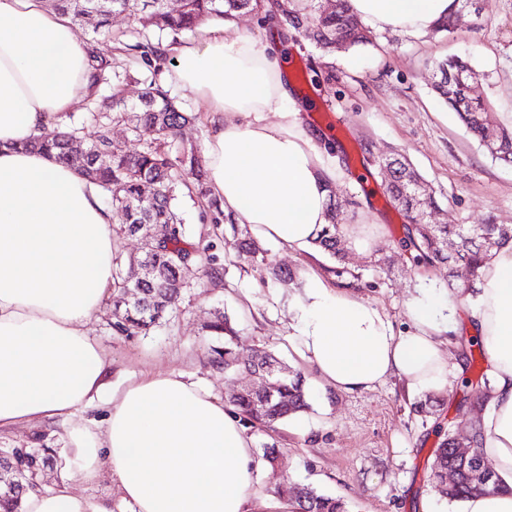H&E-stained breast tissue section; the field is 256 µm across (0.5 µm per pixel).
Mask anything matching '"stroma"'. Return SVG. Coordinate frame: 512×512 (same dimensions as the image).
Returning <instances> with one entry per match:
<instances>
[{"label": "stroma", "mask_w": 512, "mask_h": 512, "mask_svg": "<svg viewBox=\"0 0 512 512\" xmlns=\"http://www.w3.org/2000/svg\"><path fill=\"white\" fill-rule=\"evenodd\" d=\"M237 26L287 51L293 97L310 130L329 133L319 119L325 112L340 121L336 153L349 168L336 184L340 213L345 223L381 227L375 244L345 258L359 277L355 293L400 331L409 324L412 299L429 288L447 289L446 315L456 323L455 334L469 335L459 302L474 297L475 275L460 268L451 276L433 268L423 275L411 266L398 245L404 219L384 197L377 167L362 168L361 160L406 156L439 203L429 213L431 223L512 224V164L492 159L433 89L437 61L469 55L494 125H505L512 114V0H477L476 8L458 13L450 33L404 36L376 28L370 44L328 55L295 30L279 37L256 14L241 16ZM361 173L369 183L358 181ZM264 247L276 263L297 271L294 282L229 267L218 286L188 289L179 311L146 336L113 332L112 306L104 304L85 327L111 360L113 386L174 373L224 398L249 383L250 373L227 376L208 362L212 339L204 326L213 309H224L238 331L240 357L272 354L301 373L308 394L309 407L297 418L247 430L258 458L251 512H289L293 489L303 484L343 498L349 512H423L427 500L439 512H462V503L448 502L431 480L434 451L444 435L452 431L462 438L470 431L460 378L433 395L442 406L428 413L414 406L433 396L396 377L362 391L325 393L297 351L292 317L309 276L324 272L331 261L315 251L286 254L269 241ZM267 445L276 449L271 464L262 458Z\"/></svg>", "instance_id": "obj_1"}]
</instances>
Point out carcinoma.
Returning <instances> with one entry per match:
<instances>
[{"instance_id":"cac0c4a2","label":"carcinoma","mask_w":512,"mask_h":512,"mask_svg":"<svg viewBox=\"0 0 512 512\" xmlns=\"http://www.w3.org/2000/svg\"><path fill=\"white\" fill-rule=\"evenodd\" d=\"M53 9L67 15L72 21L90 27L88 42L90 68L89 93L85 98L87 112L76 121L67 115L66 131L52 137L42 136L29 147L42 150L57 162L72 167L94 181L102 189V203L122 212L125 230L133 234L142 224H170V237L149 251L141 249L137 256L126 259L117 254L113 258L114 285L112 288V330L118 335L147 334L158 326L165 315L177 308L181 290L187 287L186 269L200 270L211 282L222 280L225 271L219 250L228 246L235 258L264 271L270 279H292V273L275 264L267 251L258 246L249 229L235 218L224 214V203L211 193L207 176L196 169V148L179 146L177 137L181 127L192 123L196 116L182 111L168 90L156 80L158 62L163 58V39L168 45L178 43L182 34L194 30L209 19L231 20L241 13H256L265 20H275L279 26L289 25L314 43L324 53H333L336 39L353 48L371 43L370 31L361 27L350 5L341 2L340 9L331 13L322 11L320 0H306L301 9L292 7V0H182L180 9L173 12L164 7L163 0H51ZM115 12L128 15L142 29L154 34L156 40L124 42L106 35ZM119 52L134 61L139 69L149 72L141 80L138 99L128 101L120 90L110 95L101 91L121 82L115 70L114 53ZM439 82L435 91L457 113L465 128L478 140L484 139L483 117L488 104L480 97L467 93L463 79L475 73L471 64L462 59H448L437 63ZM455 76L454 97H448V75ZM95 127L94 136L84 153L70 152L68 141L84 138L86 124ZM125 126L137 143L133 152L112 144L111 131ZM499 147L496 159L506 163L512 159V129L499 127ZM390 180L384 185L389 200L402 213L405 224L399 244L415 268L427 271L437 266H448V253L443 241L454 235L458 239L456 261L466 264L472 273L493 255L482 248L488 236L496 246L512 241V225L507 224H433L421 223V216L434 203L433 194L416 198L415 185L423 176L403 157L384 161ZM186 170L195 175L196 194L204 201L206 223L213 226L215 239L204 248L192 242V230L183 222L178 207L180 174ZM152 189L143 196V189ZM330 224L319 231L314 246L336 259L341 228L335 204H330ZM149 263L154 268L149 279L138 274L140 267ZM207 335L213 337L210 346L212 365L231 374L241 369L259 373L268 379L267 386L251 395H232L228 404L236 410L245 425L270 426L308 407L302 376L283 365L266 352L256 354L247 365H241L234 351L236 331L225 312L217 310L205 325ZM485 400L471 404L474 415L471 422L470 443L480 448L483 441L481 423ZM456 437L448 434L435 450V459L446 468L461 471L459 480L441 491L449 501H463L472 495L495 492L503 487L498 476L487 483L475 481L455 456ZM15 448L0 449V512H21L23 499L33 485L31 474L41 473L51 461V449L34 445L26 449L28 459L25 471L18 474L11 469L9 456ZM292 512H348L339 497L318 492L314 487L301 485L292 501Z\"/></svg>"}]
</instances>
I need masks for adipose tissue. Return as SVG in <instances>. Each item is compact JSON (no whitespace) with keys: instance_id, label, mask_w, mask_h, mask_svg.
<instances>
[{"instance_id":"adipose-tissue-1","label":"adipose tissue","mask_w":512,"mask_h":512,"mask_svg":"<svg viewBox=\"0 0 512 512\" xmlns=\"http://www.w3.org/2000/svg\"><path fill=\"white\" fill-rule=\"evenodd\" d=\"M378 29L420 35L457 0H349ZM174 81L203 100L211 133L205 169L225 213L288 252L310 250L329 222L341 176L314 144L268 46L211 23L175 47ZM88 45L44 0H0V437L60 425L71 455L59 480L29 492L25 512H112L73 483L114 480L131 512H250L254 457L232 408L176 374L113 389L105 349L83 328L112 292L113 213L97 185L47 154L22 150L87 93ZM470 329L491 380L483 457L505 487L463 512H512V242L478 270ZM446 292L407 307L394 333L381 313L312 275L295 316L301 356L324 388L369 389L396 376L428 391L453 373L442 349ZM100 408L102 419L87 417Z\"/></svg>"}]
</instances>
